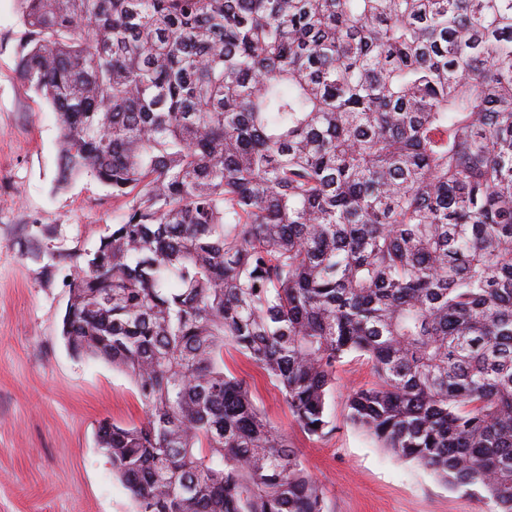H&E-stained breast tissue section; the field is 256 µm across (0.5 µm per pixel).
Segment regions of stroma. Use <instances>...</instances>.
Instances as JSON below:
<instances>
[{
    "mask_svg": "<svg viewBox=\"0 0 512 512\" xmlns=\"http://www.w3.org/2000/svg\"><path fill=\"white\" fill-rule=\"evenodd\" d=\"M24 31L18 0H0V512H137L96 441L101 420H143L135 387L104 361L74 357L61 336L76 260L126 201L89 176L58 188L61 128L19 73ZM224 363L287 435L327 512H494L349 423V392L375 381L366 359L337 365L333 429L321 438L298 426L261 369L233 350Z\"/></svg>",
    "mask_w": 512,
    "mask_h": 512,
    "instance_id": "stroma-1",
    "label": "stroma"
}]
</instances>
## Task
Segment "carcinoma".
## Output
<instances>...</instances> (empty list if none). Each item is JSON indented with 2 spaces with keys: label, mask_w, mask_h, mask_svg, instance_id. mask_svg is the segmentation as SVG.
<instances>
[{
  "label": "carcinoma",
  "mask_w": 512,
  "mask_h": 512,
  "mask_svg": "<svg viewBox=\"0 0 512 512\" xmlns=\"http://www.w3.org/2000/svg\"><path fill=\"white\" fill-rule=\"evenodd\" d=\"M18 2L58 183L128 199L62 336L136 387L138 512H326L229 349L317 437L367 357L350 423L512 512V0Z\"/></svg>",
  "instance_id": "1"
}]
</instances>
